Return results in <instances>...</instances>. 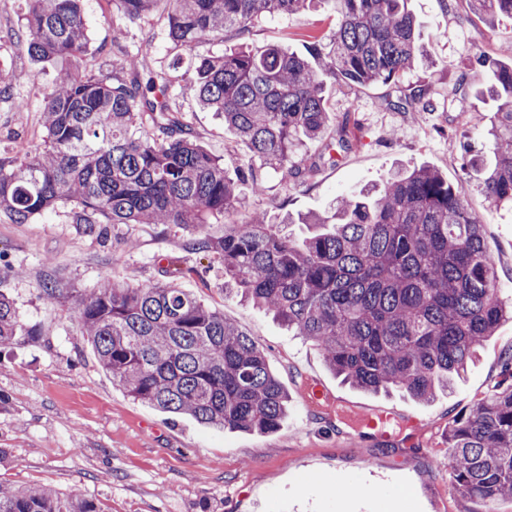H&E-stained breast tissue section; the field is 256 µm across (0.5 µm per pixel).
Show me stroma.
I'll return each mask as SVG.
<instances>
[{"mask_svg":"<svg viewBox=\"0 0 512 512\" xmlns=\"http://www.w3.org/2000/svg\"><path fill=\"white\" fill-rule=\"evenodd\" d=\"M409 6L435 66L406 74L403 88L429 83L448 93L463 78L478 92L479 108L491 111L484 95L489 76L470 59L512 43V20L487 24L468 0H410ZM82 9L89 37L84 66L108 72L123 55L136 53L141 80L167 68L174 55L167 0L138 21L111 19L106 0H83ZM27 10V0H0V71L18 78L12 100H0V152L43 149L40 108L61 72L60 64L35 62L17 44L14 32ZM335 28L334 13L322 6L261 19L246 37L229 33L199 50L220 55L239 43L253 49L282 43L301 53L305 32L328 36ZM184 83L174 73L172 107L190 135L236 175L250 161L247 147L225 132L219 115L185 94ZM386 93L381 85L350 91L329 83L330 123L354 127L357 147L301 184L267 170L263 195L246 194V210L213 218L201 230L111 224L104 236L90 235L74 223L72 204L62 202L26 224L0 213V293L13 301L20 322L37 330L0 351V485L81 495L103 512H485L435 462L448 453L449 422L497 388L512 353V321L482 342L476 363L452 392L426 403L398 391L368 393L337 377L311 343L225 290L223 266L191 246L200 232L222 235L250 208L296 217L290 231L303 239L316 228L301 216L326 213L336 197L357 196L394 167L428 166L481 217L502 296L512 302V211L489 207L478 178L462 167L463 145L488 158L492 145L470 115L452 108L418 117L387 108ZM17 99L25 110L14 108ZM175 271L182 288L257 339L291 397L276 432L221 431L173 417L134 401L99 366L81 332L77 297L106 279L146 285ZM47 283L56 295L43 293ZM309 383L325 394L313 407L301 399ZM385 412L418 419L424 428L411 435L394 428L378 437L349 424L350 417Z\"/></svg>","mask_w":512,"mask_h":512,"instance_id":"stroma-1","label":"stroma"}]
</instances>
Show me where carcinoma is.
Returning <instances> with one entry per match:
<instances>
[{
    "label": "carcinoma",
    "instance_id": "1",
    "mask_svg": "<svg viewBox=\"0 0 512 512\" xmlns=\"http://www.w3.org/2000/svg\"><path fill=\"white\" fill-rule=\"evenodd\" d=\"M155 2L107 0L127 20L142 19ZM324 2L336 13V30L328 40L307 34L304 54L271 44L212 56L194 48L226 32L242 37L259 18L291 17L315 0H170L168 40L180 53L169 69L191 74L195 99L223 114L224 130L255 160L231 177L224 160L160 103L169 73L142 85L136 55L125 56L112 74L81 67L82 0H30L17 42L37 62L68 67L42 101L44 150L0 153V211L27 224L71 202L74 222L89 232L100 224L193 227L243 208L244 184L263 194L268 169L304 178L336 164V154L355 146L345 128L323 141L319 162L297 153L301 140L322 138L326 81L353 90L396 88L404 74L431 60L408 0ZM470 2L490 24L512 18V0ZM473 64L494 72L485 90L496 104L488 130L494 160L467 148L465 166L480 175L490 206L512 209V54H479ZM445 101L452 107L469 98L421 86L386 104L420 115ZM148 120L156 134L142 138L137 129ZM291 223L288 213L254 212L192 247L224 264L234 291L317 346L328 367L358 389L396 388L428 401L451 388L481 343L512 319L480 216L432 168H396L359 197L336 199L333 213L302 219L322 230L301 241L284 232ZM77 311L99 365L137 401L216 429L258 434L276 431L288 415V393L257 340L174 278L150 285L107 281L81 295ZM35 334L0 294V349ZM503 375L493 394L449 423L442 462L455 488L485 503L487 512L512 501V354ZM0 512L103 510L92 499L63 498L50 488L10 487L0 489Z\"/></svg>",
    "mask_w": 512,
    "mask_h": 512
}]
</instances>
